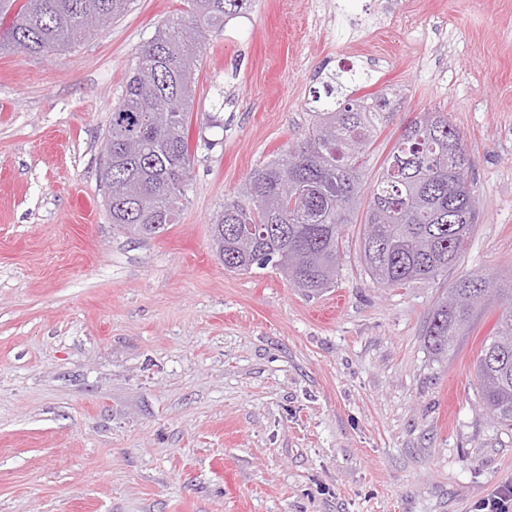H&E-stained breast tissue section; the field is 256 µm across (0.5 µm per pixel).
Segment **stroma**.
<instances>
[{"instance_id": "1", "label": "stroma", "mask_w": 512, "mask_h": 512, "mask_svg": "<svg viewBox=\"0 0 512 512\" xmlns=\"http://www.w3.org/2000/svg\"><path fill=\"white\" fill-rule=\"evenodd\" d=\"M183 0H134L94 39L0 54V512H471L512 486V432L471 370L504 306L447 358L424 344L462 273L512 278V0H255L210 33L176 223L113 225L105 131L139 45ZM402 97L474 158L460 265L380 287L344 227L335 288L225 270L210 224L308 131L309 104Z\"/></svg>"}]
</instances>
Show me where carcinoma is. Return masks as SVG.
Returning a JSON list of instances; mask_svg holds the SVG:
<instances>
[{"mask_svg":"<svg viewBox=\"0 0 512 512\" xmlns=\"http://www.w3.org/2000/svg\"><path fill=\"white\" fill-rule=\"evenodd\" d=\"M133 0H0V52L48 55L91 40L84 16L101 26L121 18ZM254 0H184L136 53L122 97L112 106L105 147L112 151L106 200L112 223L155 236L175 223L191 171L189 112L194 71L207 35L250 9ZM305 137L282 158L254 170L224 199L211 238L228 271L272 264L306 296L336 284L343 227L363 224L359 252L380 286L429 282L458 265L479 221L473 157L443 112H427L402 130L367 183L374 138L398 101L387 96L314 97ZM482 272L461 275L436 301L424 341L446 357L481 314L485 301L505 305L473 362L480 402L512 429V287H493ZM481 297L482 303L474 302Z\"/></svg>","mask_w":512,"mask_h":512,"instance_id":"cac0c4a2","label":"carcinoma"}]
</instances>
